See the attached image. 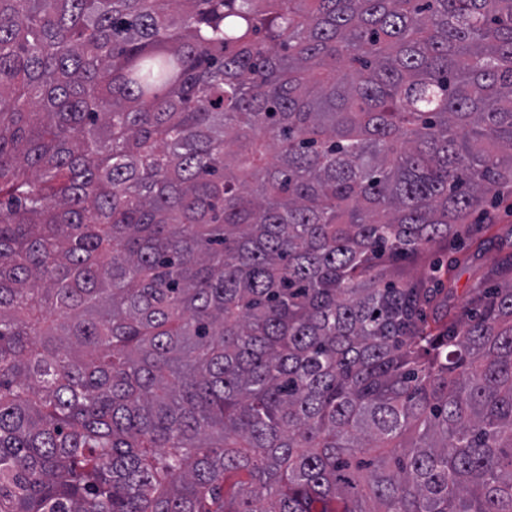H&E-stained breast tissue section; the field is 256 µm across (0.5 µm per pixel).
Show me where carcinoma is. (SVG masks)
I'll use <instances>...</instances> for the list:
<instances>
[{"instance_id": "obj_1", "label": "carcinoma", "mask_w": 512, "mask_h": 512, "mask_svg": "<svg viewBox=\"0 0 512 512\" xmlns=\"http://www.w3.org/2000/svg\"><path fill=\"white\" fill-rule=\"evenodd\" d=\"M512 0H0V512H512ZM511 203L509 194L506 201L494 210L495 219L493 229L483 235H495L497 239L490 245L479 248L476 244L464 245L460 248L448 241L447 246L438 249L436 256L443 259L444 263L454 257H459L462 262L454 269L455 287L457 288L456 304H461L468 296L476 278L483 272L494 267L505 254L512 252V215L506 205Z\"/></svg>"}]
</instances>
